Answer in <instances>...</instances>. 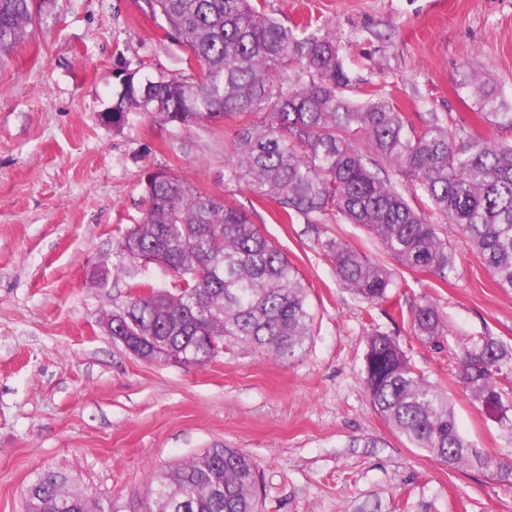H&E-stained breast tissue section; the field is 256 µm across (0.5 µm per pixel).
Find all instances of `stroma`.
<instances>
[{"mask_svg":"<svg viewBox=\"0 0 512 512\" xmlns=\"http://www.w3.org/2000/svg\"><path fill=\"white\" fill-rule=\"evenodd\" d=\"M143 0H58L0 63V512H24L45 468L89 501L136 512L149 476L233 445L259 467L261 512H512V496L451 471L372 410L363 384L370 330L397 334L412 364L447 392L461 433L512 459L508 437L476 408L448 349L489 335L512 347V295L497 288L452 224L449 280L401 269L356 224L277 221L276 205L228 180L236 122L176 127L143 112L119 131L100 112L116 67L190 75ZM267 13L334 31L359 90L410 116H469L478 75L512 101V0H265ZM164 169L247 212L302 280L315 328L295 357L228 352L203 367L137 359L103 328L133 280L175 290L155 267L115 271L116 245L143 209L144 168ZM335 239L397 274L403 306L431 299L446 341L424 344L410 318L365 307L322 249Z\"/></svg>","mask_w":512,"mask_h":512,"instance_id":"obj_1","label":"stroma"}]
</instances>
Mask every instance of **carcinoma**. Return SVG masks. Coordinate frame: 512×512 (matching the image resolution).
<instances>
[{
  "mask_svg": "<svg viewBox=\"0 0 512 512\" xmlns=\"http://www.w3.org/2000/svg\"><path fill=\"white\" fill-rule=\"evenodd\" d=\"M165 37L194 61L196 74L142 76L115 72L120 90L108 110L112 128L145 112L183 128L237 120L227 177L243 180L279 221L363 227L384 253L411 271L446 282L454 255L425 209L458 227L481 256L495 285L512 294V112L495 88L468 79L473 131L457 113L436 112L416 124L385 97L350 98L353 83L335 35L317 20L288 25L263 0H144ZM57 0H0V60L23 44L35 15ZM384 163L413 189L410 203ZM144 208L117 244L115 269L128 253L160 260L183 275L186 290L134 286L120 335L150 337L161 351L204 366L241 349L292 358L312 335L305 286L288 257L246 212L165 170L143 173ZM336 276L362 303H391L398 282L383 264L345 243H323ZM419 340L437 343L448 329L436 305L411 306ZM448 364L466 395L512 435V348L480 336ZM364 386L372 408L407 443L450 470H476L512 494V462L475 447L460 432L448 395L410 362L404 345L379 330L367 336ZM258 467L244 452L211 448L151 474L142 512H259ZM52 470L30 487L26 512H90L85 497L66 491Z\"/></svg>",
  "mask_w": 512,
  "mask_h": 512,
  "instance_id": "cac0c4a2",
  "label": "carcinoma"
}]
</instances>
